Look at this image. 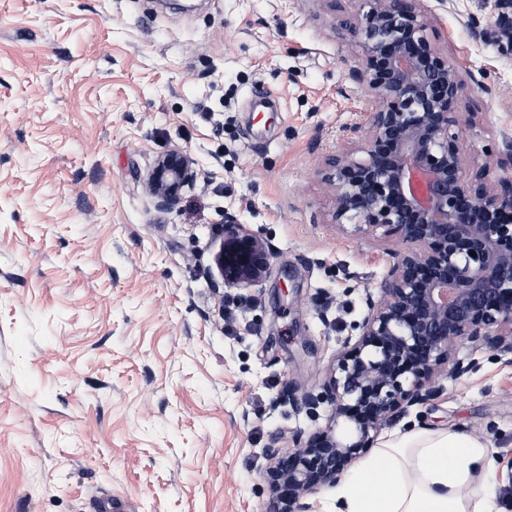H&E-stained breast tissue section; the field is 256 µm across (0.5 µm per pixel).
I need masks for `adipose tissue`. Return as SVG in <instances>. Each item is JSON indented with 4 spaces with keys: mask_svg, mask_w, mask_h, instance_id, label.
Returning a JSON list of instances; mask_svg holds the SVG:
<instances>
[{
    "mask_svg": "<svg viewBox=\"0 0 512 512\" xmlns=\"http://www.w3.org/2000/svg\"><path fill=\"white\" fill-rule=\"evenodd\" d=\"M495 467L469 435L394 431L337 483L330 512H494Z\"/></svg>",
    "mask_w": 512,
    "mask_h": 512,
    "instance_id": "obj_1",
    "label": "adipose tissue"
}]
</instances>
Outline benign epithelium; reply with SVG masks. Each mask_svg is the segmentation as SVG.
<instances>
[{"instance_id": "benign-epithelium-1", "label": "benign epithelium", "mask_w": 512, "mask_h": 512, "mask_svg": "<svg viewBox=\"0 0 512 512\" xmlns=\"http://www.w3.org/2000/svg\"><path fill=\"white\" fill-rule=\"evenodd\" d=\"M346 23L356 65L350 78L376 107L366 137L326 160L334 191L333 223L346 232L382 230L406 245L380 285L366 292L356 334L344 339L322 391L286 389L280 402L310 417L327 403V425L296 437L292 452L266 449L265 512H311L308 497L335 484L380 430L433 400L434 378L479 368L455 358L473 351L512 360V177L488 182L492 166L512 168V137L466 170L459 141L463 83L457 65L433 42L432 14L419 0H362ZM495 26L512 45V0H497ZM197 173L189 156L168 150L146 187L173 208ZM270 261L266 243L224 217V235L203 275L214 291L250 287Z\"/></svg>"}]
</instances>
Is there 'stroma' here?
<instances>
[{
    "mask_svg": "<svg viewBox=\"0 0 512 512\" xmlns=\"http://www.w3.org/2000/svg\"><path fill=\"white\" fill-rule=\"evenodd\" d=\"M426 3L474 115L465 163H483L512 134L495 0ZM361 7L0 0V512H263L266 449L326 426L328 405L279 397L321 391L404 249L337 230L322 178L345 127L368 131L345 27ZM170 149L197 180L161 210L143 180ZM228 213L270 268L217 294L201 268ZM478 359L396 427L483 440L512 512V363Z\"/></svg>",
    "mask_w": 512,
    "mask_h": 512,
    "instance_id": "1",
    "label": "stroma"
}]
</instances>
